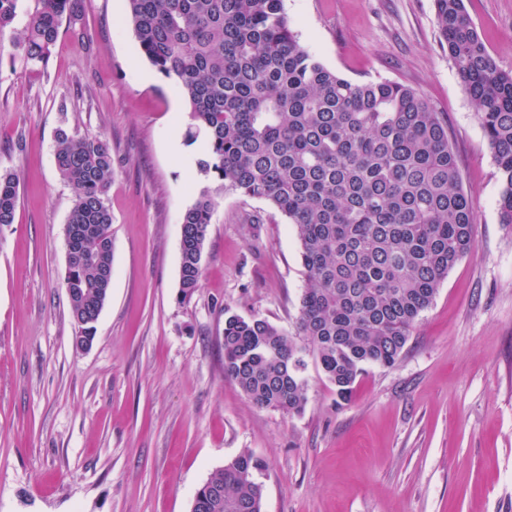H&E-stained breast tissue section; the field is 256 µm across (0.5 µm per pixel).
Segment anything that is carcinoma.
Segmentation results:
<instances>
[{
    "mask_svg": "<svg viewBox=\"0 0 512 512\" xmlns=\"http://www.w3.org/2000/svg\"><path fill=\"white\" fill-rule=\"evenodd\" d=\"M21 0H0V39ZM9 44L47 66L62 23L76 36L82 0H32ZM440 36L497 167L499 223L512 225V72L501 70L464 0H434ZM139 47L175 77L189 103L185 137H206V181L181 224L179 299L203 276L220 193L266 201L293 224L306 287L297 333L258 315L224 320V375L258 408L290 417L308 403L309 363L348 400L368 366L393 367L420 314L475 246L474 207L460 183L448 127L415 89L354 83L311 55L283 0H127ZM55 161L73 193L65 240L74 324L91 328L112 283V150L99 133L57 131ZM19 182L0 173V225L14 223ZM247 451L215 471L192 512H262Z\"/></svg>",
    "mask_w": 512,
    "mask_h": 512,
    "instance_id": "carcinoma-1",
    "label": "carcinoma"
}]
</instances>
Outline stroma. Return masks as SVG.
Wrapping results in <instances>:
<instances>
[{"instance_id":"1","label":"stroma","mask_w":512,"mask_h":512,"mask_svg":"<svg viewBox=\"0 0 512 512\" xmlns=\"http://www.w3.org/2000/svg\"><path fill=\"white\" fill-rule=\"evenodd\" d=\"M83 3L84 40L62 30L45 69L0 48V172L20 180L15 220L0 226V512H191L244 451L265 462L263 512H512V226L433 0H283L325 66L431 102L476 206L475 247L397 364L368 368L346 401L308 368L294 418L250 405L223 349L229 312L294 333L305 277L293 226L225 192L200 288L179 302L182 215L206 140L186 141L188 105L142 54L126 0ZM465 6L511 71L512 0ZM61 127L112 148V285L85 350L64 284Z\"/></svg>"}]
</instances>
